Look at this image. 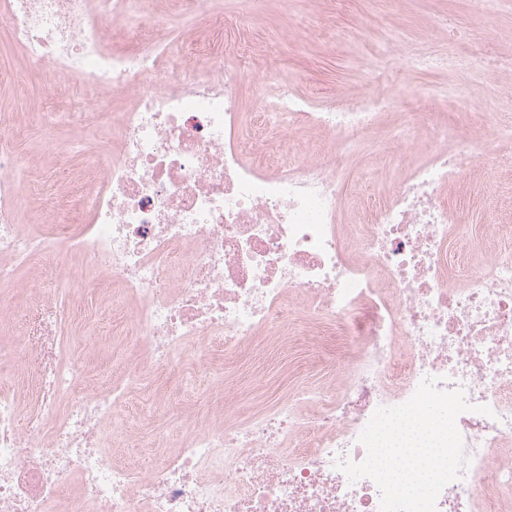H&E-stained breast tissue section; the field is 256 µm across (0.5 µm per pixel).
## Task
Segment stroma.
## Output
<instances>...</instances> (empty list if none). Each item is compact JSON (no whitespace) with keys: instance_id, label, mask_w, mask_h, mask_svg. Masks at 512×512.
<instances>
[{"instance_id":"stroma-1","label":"stroma","mask_w":512,"mask_h":512,"mask_svg":"<svg viewBox=\"0 0 512 512\" xmlns=\"http://www.w3.org/2000/svg\"><path fill=\"white\" fill-rule=\"evenodd\" d=\"M225 46L240 40L266 45L270 64L299 94L324 105L354 92H369L377 83L366 68L368 60L388 54L393 44L441 55L484 48L481 59L461 69L435 72L407 69L397 77L401 102L386 125L398 124L412 112L459 132L476 133L490 125L502 106L512 104V81L493 70L496 61L512 60V0H222ZM27 61L0 31V133L17 138L20 156L37 160L49 135L36 115L56 94L50 81L29 83ZM447 85L455 101L432 99L423 88ZM68 142L65 159L73 176H80L102 146L101 139L80 127L59 128ZM401 147L370 150L351 158L344 177L348 195L340 221L358 222L366 202L382 198L387 183L385 163H398ZM448 205L462 214L483 248L490 253L512 248V170L487 175L476 167L451 183ZM335 336L317 346L298 345L290 351L243 348L235 362L225 361L219 343L210 348L212 372L184 384L181 376L160 375L133 391L128 420L148 414L153 404L173 402L179 413H199L222 405L226 391L247 392L263 401L291 384L319 380L325 359L336 349Z\"/></svg>"}]
</instances>
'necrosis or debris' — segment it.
<instances>
[{
  "label": "necrosis or debris",
  "instance_id": "obj_1",
  "mask_svg": "<svg viewBox=\"0 0 512 512\" xmlns=\"http://www.w3.org/2000/svg\"><path fill=\"white\" fill-rule=\"evenodd\" d=\"M144 2L0 0L31 75L75 84L67 109L107 143L81 182L80 223L48 228L28 204L29 165L0 136V324L20 303L47 315L37 345L0 338V512H380L376 483L341 465L365 458L374 412L427 378L474 406L457 419L468 464L437 512H512V251L464 278L451 256L468 227L446 190L476 165L474 143L418 127L426 154L360 223H341L345 163L398 92L318 109L282 85L276 138L256 136L233 52L170 49L176 18L223 28L219 0ZM301 123L330 147L292 161ZM44 256L52 292L18 278ZM83 277L122 320L112 348L130 382L184 371L206 336L223 337L228 361L254 341L290 348L331 332L344 345L323 380L244 417L228 394L220 420L190 417L176 444L158 416L156 463L141 471L113 456L137 434L123 386L96 388L61 334L76 316L66 287Z\"/></svg>",
  "mask_w": 512,
  "mask_h": 512
}]
</instances>
